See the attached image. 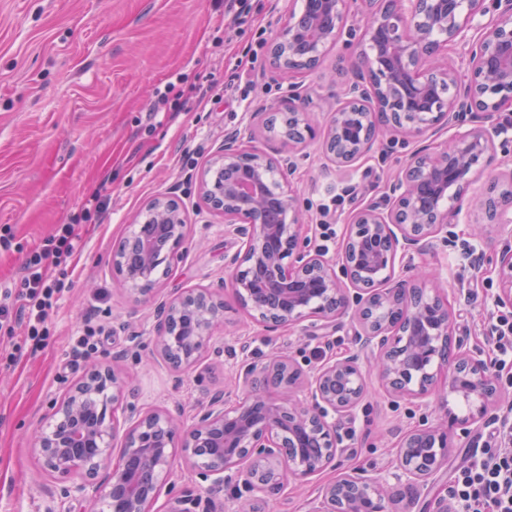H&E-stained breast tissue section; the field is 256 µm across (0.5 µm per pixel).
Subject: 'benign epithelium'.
I'll return each mask as SVG.
<instances>
[{
	"mask_svg": "<svg viewBox=\"0 0 512 512\" xmlns=\"http://www.w3.org/2000/svg\"><path fill=\"white\" fill-rule=\"evenodd\" d=\"M364 24L357 27L361 52L342 99L326 124L322 147L327 157L350 167L372 149L379 132L395 127L411 136L450 131L448 141L410 154L402 173L382 198L362 204L348 218L350 232L341 265L307 249L298 199L286 177L295 168L299 141L282 132L280 158L232 135L203 176L200 193L224 223L234 225L240 248L225 262L236 297L258 314L266 327H286L306 317L332 323L346 314L358 327L355 341L370 352L390 392L425 399L437 378L427 371L448 351L430 344L454 336L455 315L448 300L424 293L428 274L413 280L395 276L396 263L422 252L447 228L448 190L469 186L491 158L494 138L512 127V0H361ZM349 0H303L281 16L270 46L271 62L292 80L288 111L295 113L304 138L315 129L296 79L313 71L336 45L350 18ZM460 49L458 60L448 54ZM489 223H512V195L477 202ZM151 224L139 225L113 252L125 285L145 297L159 268L175 270V254L164 241L186 238L185 212L166 194L145 207ZM340 270H335V267ZM502 289L497 302L512 306V249L501 255ZM384 284L379 289L377 285ZM390 319L375 320L368 309ZM156 352L177 369L195 367L224 324V302L209 289L187 294L155 308ZM290 379L286 390L302 397L290 401L269 394L273 379ZM243 401L226 408L215 395L191 426L163 411L135 413L124 404V384L115 370L94 368L53 405L49 432L33 433L31 447L44 470L56 480L49 497L103 500L112 512H151L176 459L199 468L209 482V497L187 492L172 499L168 512H220L215 497L225 493L239 512L247 503L238 487L274 499L286 488L277 471L291 466L292 477L306 479L329 467L342 441L339 424L364 399L356 355L334 353L306 376L293 356L281 351L266 362L243 365L235 377ZM448 389L486 405L462 421L464 433L486 422L496 385L479 351L455 344ZM132 424L120 430L118 410ZM123 433V448L113 456L112 440ZM448 432L426 422L400 442L393 479L354 469L325 485L315 512H398L413 501L447 454Z\"/></svg>",
	"mask_w": 512,
	"mask_h": 512,
	"instance_id": "obj_1",
	"label": "benign epithelium"
}]
</instances>
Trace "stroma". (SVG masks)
<instances>
[{
	"mask_svg": "<svg viewBox=\"0 0 512 512\" xmlns=\"http://www.w3.org/2000/svg\"><path fill=\"white\" fill-rule=\"evenodd\" d=\"M250 4L253 22L239 31L228 26L224 0H0V230L10 239L0 247V282L19 278L25 256L56 225H76L83 238L67 268L50 270L65 292L48 320L45 345L25 344L20 326L14 338H0V347L23 346L16 364L0 365V512H58L30 435L91 363L114 367L140 412L167 411L189 424L213 393H224L227 406L238 404L234 381L242 357L263 362L287 351L308 371L320 364L324 342L339 354L359 351L348 324L324 339L301 324L265 330L228 285L225 260L238 249L233 228L199 193L203 172L228 136H255L270 154L280 146L266 124L271 109L287 106L289 80L274 71L269 52L255 47L273 40L286 2ZM361 51L356 43L334 46L303 77L301 93L318 124L334 112ZM246 66V88L230 85L231 74ZM203 87L208 95H200ZM153 108L158 116L150 123L146 113ZM416 147L386 131L366 158L340 168L324 155L321 139L298 146L290 181L309 249L325 245L329 258L340 259L350 213L383 196ZM494 155L474 191L512 187V132L496 138ZM162 193L180 202L189 232L175 249L176 271L156 283L144 304L113 269L112 250L137 231L138 216ZM96 195L106 213H85ZM467 202L458 199L461 213L412 265L438 270L435 287L457 316V338L489 361L487 327L505 312L496 298L500 257L512 248V233L484 224L475 234L473 224L483 216L466 212ZM328 225L336 237L326 245ZM196 288L223 298L226 329L196 367L178 371L150 356L154 309ZM81 336L88 345H78ZM433 370L439 387L425 407L391 396L378 372L365 369V397L342 426L335 466L302 485L289 481L276 502L252 500V512H315L321 489L352 469L391 478L402 437L441 404L457 423L448 429L446 463L410 508L421 512L468 456L471 439L458 421L478 408L448 390L447 366Z\"/></svg>",
	"mask_w": 512,
	"mask_h": 512,
	"instance_id": "stroma-1",
	"label": "stroma"
}]
</instances>
